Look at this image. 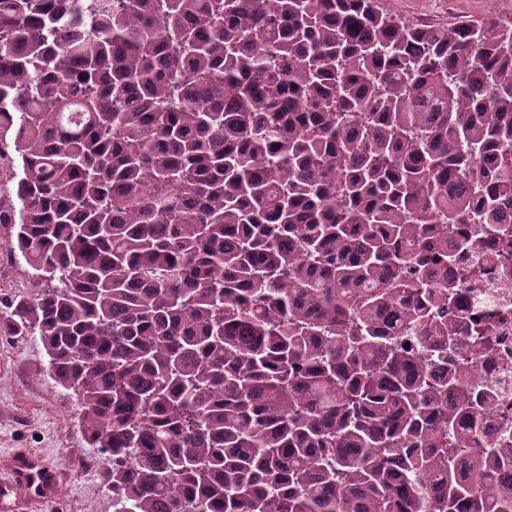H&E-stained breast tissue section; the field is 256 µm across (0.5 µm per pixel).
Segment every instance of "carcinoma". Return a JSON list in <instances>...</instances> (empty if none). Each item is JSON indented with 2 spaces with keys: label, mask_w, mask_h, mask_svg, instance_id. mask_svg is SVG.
I'll use <instances>...</instances> for the list:
<instances>
[{
  "label": "carcinoma",
  "mask_w": 512,
  "mask_h": 512,
  "mask_svg": "<svg viewBox=\"0 0 512 512\" xmlns=\"http://www.w3.org/2000/svg\"><path fill=\"white\" fill-rule=\"evenodd\" d=\"M0 316L112 512H512L445 226L512 222V26L377 0H0ZM22 175V164L9 140L0 144V211L4 221L10 219L15 204V186ZM0 315L10 311L21 296H32L41 288L34 271L22 257L0 248Z\"/></svg>",
  "instance_id": "1"
}]
</instances>
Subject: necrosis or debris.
<instances>
[{
    "label": "necrosis or debris",
    "mask_w": 512,
    "mask_h": 512,
    "mask_svg": "<svg viewBox=\"0 0 512 512\" xmlns=\"http://www.w3.org/2000/svg\"><path fill=\"white\" fill-rule=\"evenodd\" d=\"M463 232L474 244L457 251L448 269L459 283L448 307L459 328L458 358L488 397L482 407L486 437H512V247L484 236L477 223Z\"/></svg>",
    "instance_id": "necrosis-or-debris-1"
}]
</instances>
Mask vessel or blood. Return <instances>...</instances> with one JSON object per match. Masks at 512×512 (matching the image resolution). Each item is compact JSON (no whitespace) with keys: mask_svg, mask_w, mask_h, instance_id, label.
Segmentation results:
<instances>
[{"mask_svg":"<svg viewBox=\"0 0 512 512\" xmlns=\"http://www.w3.org/2000/svg\"><path fill=\"white\" fill-rule=\"evenodd\" d=\"M58 475L30 451L17 449L0 462V512H16L18 506L38 498H55Z\"/></svg>","mask_w":512,"mask_h":512,"instance_id":"vessel-or-blood-1","label":"vessel or blood"}]
</instances>
